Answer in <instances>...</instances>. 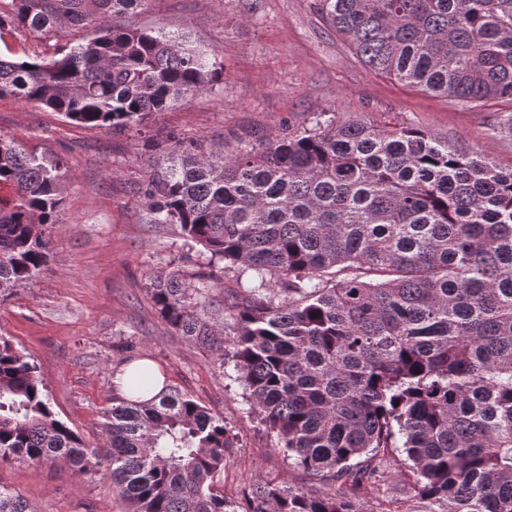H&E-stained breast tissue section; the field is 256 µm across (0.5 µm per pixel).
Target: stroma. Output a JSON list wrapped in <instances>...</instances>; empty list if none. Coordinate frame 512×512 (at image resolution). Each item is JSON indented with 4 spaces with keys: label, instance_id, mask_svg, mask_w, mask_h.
Instances as JSON below:
<instances>
[{
    "label": "stroma",
    "instance_id": "35a3bbf8",
    "mask_svg": "<svg viewBox=\"0 0 512 512\" xmlns=\"http://www.w3.org/2000/svg\"><path fill=\"white\" fill-rule=\"evenodd\" d=\"M317 4L151 0L133 16L134 26L215 50L224 74L213 89L153 117L144 134L115 137L38 103L0 98V135L59 159L66 186L59 222L49 229L46 267L0 297V336L34 362L57 418L90 448L105 440L114 373L127 360H150L169 386L223 416L234 434L220 474L234 500L261 477L286 489L304 482L249 413L232 368L174 334L152 307L148 288L156 272L177 269L190 281L215 275L208 298L217 305L236 285L223 261L185 246L178 225L149 223L136 189L150 172L154 142L175 133L218 146L303 128L318 112H357L430 130L449 147L480 150L497 167L512 168V138L489 132L495 115L512 112V101L463 104L380 76L325 24ZM79 38L66 29L50 40L6 32L0 55L47 57ZM0 485L19 492L34 512H132L109 479L78 476L62 462L35 468L0 462Z\"/></svg>",
    "mask_w": 512,
    "mask_h": 512
}]
</instances>
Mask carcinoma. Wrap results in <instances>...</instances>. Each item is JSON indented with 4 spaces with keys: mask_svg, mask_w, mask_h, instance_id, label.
Returning <instances> with one entry per match:
<instances>
[{
    "mask_svg": "<svg viewBox=\"0 0 512 512\" xmlns=\"http://www.w3.org/2000/svg\"><path fill=\"white\" fill-rule=\"evenodd\" d=\"M149 0H10L0 31L87 33L50 58L0 56V98L37 102L121 135L213 88L215 54L130 17ZM323 21L361 62L465 104L512 100V0H321ZM512 136V113L490 124ZM140 185L151 224L249 275L223 321L178 270L153 276L158 318L214 350L249 412L307 488L220 489L224 418L150 369L112 398L106 441L86 447L56 418L44 380L0 336V460L63 461L108 477L133 512H359L351 495L391 490L402 456L405 512H512V169L448 148L431 131L320 112L311 126L219 157L171 135ZM0 294L45 267L58 223L57 161L0 136ZM279 288L272 290L271 283ZM0 512H31L0 485Z\"/></svg>",
    "mask_w": 512,
    "mask_h": 512,
    "instance_id": "1",
    "label": "carcinoma"
}]
</instances>
